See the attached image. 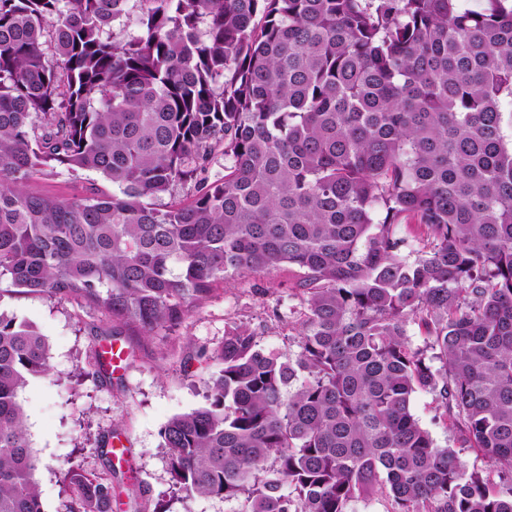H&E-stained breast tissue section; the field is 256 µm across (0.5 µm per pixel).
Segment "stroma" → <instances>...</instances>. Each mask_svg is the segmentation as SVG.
Masks as SVG:
<instances>
[{
  "instance_id": "stroma-1",
  "label": "stroma",
  "mask_w": 512,
  "mask_h": 512,
  "mask_svg": "<svg viewBox=\"0 0 512 512\" xmlns=\"http://www.w3.org/2000/svg\"><path fill=\"white\" fill-rule=\"evenodd\" d=\"M92 183L104 191L110 188L100 175L85 171L41 175L29 188L72 198L84 196ZM302 275L298 268L285 267L232 279L175 331L160 329L148 339L117 341L123 360L108 383L90 373L92 354L101 344L98 330L105 325L100 313L44 294L1 296L0 311L31 324L49 346V374L30 379L20 394L31 445L40 459L35 479L44 512H66L58 479L70 460L90 471L111 473L120 488L135 481L136 499L121 498L114 512H154L159 505L166 512H238L239 502L187 497L173 490L160 433L173 416L205 405L207 379L219 366L199 354L219 349L228 324L265 325L264 347L295 350L292 327L305 306L292 287ZM411 409L438 445L458 448L453 430L435 423L431 394L415 393ZM111 435L122 453L109 466L99 446ZM458 450L466 464H476L473 449Z\"/></svg>"
}]
</instances>
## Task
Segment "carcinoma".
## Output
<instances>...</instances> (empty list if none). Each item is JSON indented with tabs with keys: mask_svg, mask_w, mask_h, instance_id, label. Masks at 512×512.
<instances>
[{
	"mask_svg": "<svg viewBox=\"0 0 512 512\" xmlns=\"http://www.w3.org/2000/svg\"><path fill=\"white\" fill-rule=\"evenodd\" d=\"M509 129L512 0H0V284L147 338L219 283L298 267V351L227 327L207 403L161 431L175 489L512 512ZM59 168L112 191L28 190ZM49 371L0 311V512H43L19 393ZM418 391L490 468L434 441ZM61 483L67 512H112V479Z\"/></svg>",
	"mask_w": 512,
	"mask_h": 512,
	"instance_id": "obj_1",
	"label": "carcinoma"
}]
</instances>
